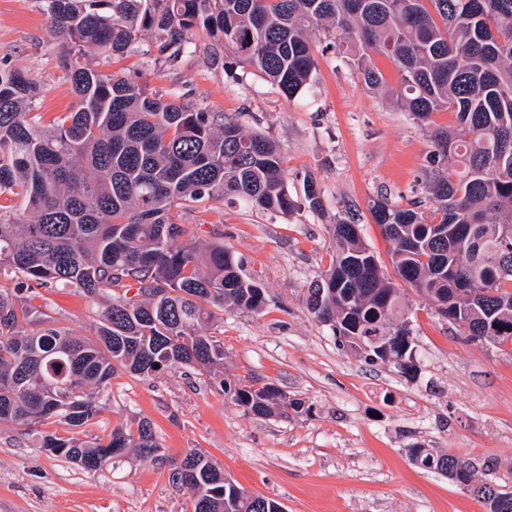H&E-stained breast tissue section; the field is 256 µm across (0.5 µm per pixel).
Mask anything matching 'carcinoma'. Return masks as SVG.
Segmentation results:
<instances>
[{"instance_id":"cac0c4a2","label":"carcinoma","mask_w":512,"mask_h":512,"mask_svg":"<svg viewBox=\"0 0 512 512\" xmlns=\"http://www.w3.org/2000/svg\"><path fill=\"white\" fill-rule=\"evenodd\" d=\"M39 2L68 45L63 67L74 101L44 122L36 83L0 60V197L9 201L0 203V280L14 284L0 288L1 424L23 426L46 452L97 471L127 448L166 460L146 420L135 431L88 433L104 409L96 394L119 370L142 378L193 370L253 415L303 408L272 382L226 381L224 342L209 327L226 307L260 310L267 294L245 258L220 241L199 245L174 220L177 209L224 198L291 212L281 147L229 114L167 100L88 62L87 49L120 57L149 28L162 32L161 51L173 57L191 29L219 32L234 63L293 98L318 69L307 32L321 26L340 36L336 53L367 89L388 91L421 122L452 112L455 123L433 135L436 175L421 182L429 208L378 198L370 212L411 291L433 299L471 340H512V0ZM377 54L397 67V86L388 87ZM16 197L20 209L11 205ZM305 200L323 209L311 176ZM331 233V265L307 288L306 307L365 361L414 369L412 347L399 340L409 315L399 285L384 277L358 225L339 219ZM36 285L103 300L95 336L55 326L32 303ZM408 454L451 479L474 469L456 451L411 445ZM180 466L189 479L171 472L169 481L191 492L193 512H278L277 501L226 481L201 452L170 462ZM474 495L486 512H512V492L482 483Z\"/></svg>"}]
</instances>
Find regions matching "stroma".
<instances>
[{"instance_id":"1","label":"stroma","mask_w":512,"mask_h":512,"mask_svg":"<svg viewBox=\"0 0 512 512\" xmlns=\"http://www.w3.org/2000/svg\"><path fill=\"white\" fill-rule=\"evenodd\" d=\"M312 86L294 99L255 69L229 66L224 42L191 31L178 59L161 53L155 31L142 32L122 59L94 56L116 73L165 97L240 121L279 143L288 191L303 200L305 177L322 192L323 209L288 214L212 201L177 221L200 241H224L262 281L269 297L256 313L225 311L214 336L224 342L227 380L272 382L304 410L257 417L206 377L173 369L154 379L117 373L91 433L151 421L166 456L207 452L246 490L286 512H486L466 487L420 468L417 443L456 451L473 478L512 492V341H470L454 334L430 298L408 293L416 370L370 364L339 346L307 309L311 281L331 264V226L356 212L364 244L393 275L391 244L369 204L421 199L431 166V134L454 121L447 111L421 123L367 90L355 68L326 47L322 30ZM39 0H0V57L41 87L37 111L52 117L73 101ZM48 314L73 335L94 334L97 306L66 290L51 291ZM0 512H193L191 493L175 489L167 467L133 450L103 470L87 471L33 444L22 428L0 424Z\"/></svg>"}]
</instances>
